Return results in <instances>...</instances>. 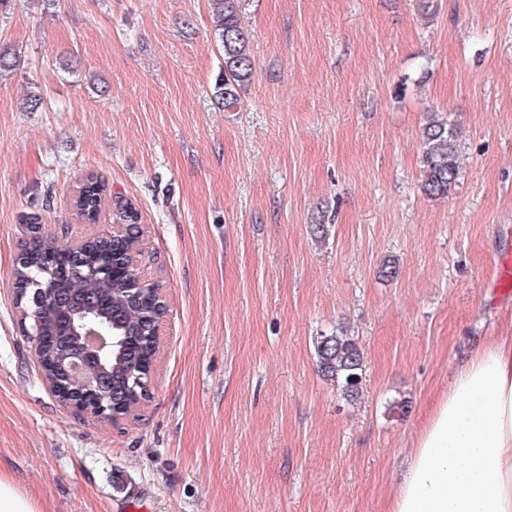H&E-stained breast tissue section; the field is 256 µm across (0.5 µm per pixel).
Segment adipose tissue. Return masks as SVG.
Wrapping results in <instances>:
<instances>
[{
	"mask_svg": "<svg viewBox=\"0 0 512 512\" xmlns=\"http://www.w3.org/2000/svg\"><path fill=\"white\" fill-rule=\"evenodd\" d=\"M388 512H512V336L487 337L460 363Z\"/></svg>",
	"mask_w": 512,
	"mask_h": 512,
	"instance_id": "1",
	"label": "adipose tissue"
}]
</instances>
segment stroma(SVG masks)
<instances>
[{"label": "stroma", "instance_id": "1", "mask_svg": "<svg viewBox=\"0 0 512 512\" xmlns=\"http://www.w3.org/2000/svg\"><path fill=\"white\" fill-rule=\"evenodd\" d=\"M436 3L243 0L234 112L210 0L0 9L20 56L0 80V474L42 512H387L455 366L512 336V0ZM431 110L459 129L438 200ZM89 173L138 210L169 309L151 397L116 426L46 388L12 288L24 215L109 231L70 207ZM339 324L364 353L353 403L316 367ZM458 130L446 115L431 112L423 128L421 190L430 199L447 198L459 176Z\"/></svg>", "mask_w": 512, "mask_h": 512}]
</instances>
